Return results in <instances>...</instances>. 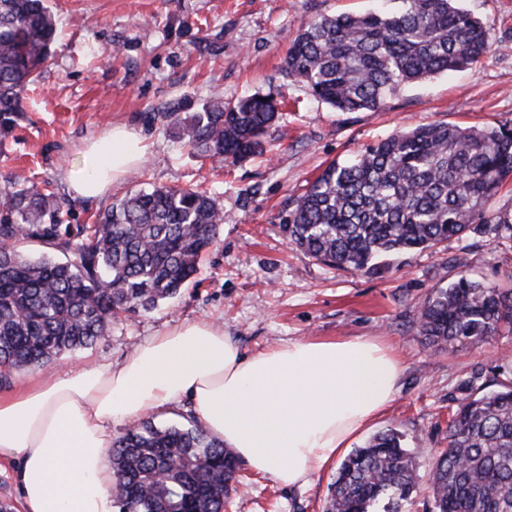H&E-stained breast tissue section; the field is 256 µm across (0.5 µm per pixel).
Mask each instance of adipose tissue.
<instances>
[{
	"label": "adipose tissue",
	"instance_id": "1",
	"mask_svg": "<svg viewBox=\"0 0 512 512\" xmlns=\"http://www.w3.org/2000/svg\"><path fill=\"white\" fill-rule=\"evenodd\" d=\"M140 136L112 129L68 175L84 198L138 166ZM401 365L375 341L291 340L243 355L222 328L190 321L122 363L78 365L0 394V456L16 461L26 512H114L113 425L190 400L208 432L282 486L334 463L393 400Z\"/></svg>",
	"mask_w": 512,
	"mask_h": 512
}]
</instances>
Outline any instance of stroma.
<instances>
[{
    "mask_svg": "<svg viewBox=\"0 0 512 512\" xmlns=\"http://www.w3.org/2000/svg\"><path fill=\"white\" fill-rule=\"evenodd\" d=\"M376 0H49L60 30L54 58L25 93L26 114L0 137V180L26 177L66 198L67 225L94 224L126 193L152 186H199L224 211L216 243L196 278L146 314H127L92 347L40 368L50 376L76 364L122 362L145 338L187 321L221 324L246 355L289 340L363 336L392 346L402 373L385 411L352 442L393 428L427 474L448 444V414L472 395L512 380V335L447 352L418 333L419 303L433 288L468 274L512 287V179L491 198L487 223L435 250L390 257L382 274L331 269L289 245L282 219L330 162L394 131L432 123L512 129V0H463L486 26L491 47L470 70L402 87L377 111L339 112L283 72L288 41L308 22L360 13ZM285 100L286 119L260 157L223 166L193 153L165 112L184 113L212 95ZM115 126L141 135L143 163L100 199L71 196L66 176L83 145ZM329 468L283 487L240 467L226 512H323Z\"/></svg>",
    "mask_w": 512,
    "mask_h": 512,
    "instance_id": "35a3bbf8",
    "label": "stroma"
}]
</instances>
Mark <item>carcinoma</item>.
Instances as JSON below:
<instances>
[{
    "instance_id": "carcinoma-1",
    "label": "carcinoma",
    "mask_w": 512,
    "mask_h": 512,
    "mask_svg": "<svg viewBox=\"0 0 512 512\" xmlns=\"http://www.w3.org/2000/svg\"><path fill=\"white\" fill-rule=\"evenodd\" d=\"M390 9L322 16L290 41L286 76L339 112L381 109L388 95L476 64L488 32L457 0H392ZM55 16L44 0H0V134L24 116L22 94L53 59ZM283 119L254 94L210 99L173 122L194 153L222 165L264 149ZM512 176V130L437 123L397 132L331 162L291 202L289 242L330 267L379 275L384 254L432 249L486 221L484 206ZM60 201L20 177L0 187V366L40 368L109 336L123 313L150 312L197 273L224 211L205 190L156 186L112 202L73 241ZM37 239L71 253L31 260ZM419 335L445 351L512 331V289L461 275L426 295ZM118 512H224L239 465L201 422L137 420L112 444ZM431 512H512V384L469 397L451 414L448 446L427 475ZM421 485L403 435H374L341 463L324 512H401Z\"/></svg>"
}]
</instances>
